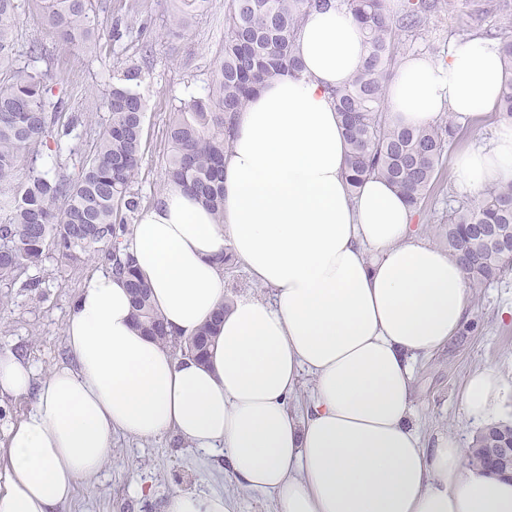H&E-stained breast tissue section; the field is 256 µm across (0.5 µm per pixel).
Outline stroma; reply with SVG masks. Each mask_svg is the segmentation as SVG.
<instances>
[{
	"instance_id": "35a3bbf8",
	"label": "stroma",
	"mask_w": 512,
	"mask_h": 512,
	"mask_svg": "<svg viewBox=\"0 0 512 512\" xmlns=\"http://www.w3.org/2000/svg\"><path fill=\"white\" fill-rule=\"evenodd\" d=\"M20 25L18 62H25L30 43L41 44L57 73L66 112H81L98 121L108 118L105 97L117 72L138 65L147 101L143 162L134 183L152 206L163 190L170 146L166 123L170 112L204 96L214 62L224 43L225 0H208L204 10L173 29V0H94L104 25L125 26L123 38L87 48L64 49L43 22L38 0H17ZM512 0H441L440 9L416 30L399 32L397 60L411 56L446 58L455 42L470 37L494 41L503 31ZM502 114L460 119L461 133L444 155L437 181L417 220L423 236L440 239L441 222L450 207L466 197L457 185V154L489 145ZM98 256L72 265L51 256L35 269L42 282L36 291L0 283V351L26 358L38 370L68 361L64 325L86 277L101 268ZM468 325L435 357L417 364L415 422L424 438L441 431L456 434L463 446L483 428L465 412L461 394L477 369H494L500 377L499 420L512 424V272L468 291ZM228 494L234 512H278V505L259 492L239 490L220 458L202 457L180 437L138 438L115 435L103 472L81 480L63 512H163L174 492Z\"/></svg>"
}]
</instances>
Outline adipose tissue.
Masks as SVG:
<instances>
[{
  "label": "adipose tissue",
  "mask_w": 512,
  "mask_h": 512,
  "mask_svg": "<svg viewBox=\"0 0 512 512\" xmlns=\"http://www.w3.org/2000/svg\"><path fill=\"white\" fill-rule=\"evenodd\" d=\"M297 40L300 73L261 84L236 114L222 221L172 185L124 242L173 337L218 319L207 363L144 335L124 283L94 272L64 327L69 362L39 374L0 352V396L34 397L0 460V512H60L117 432L176 433L281 512H512L511 478L464 467L454 434L426 441L414 424V367L463 330L469 280L386 180L347 189L333 94L365 61L361 28L348 11L312 10ZM501 83L497 47L468 38L442 62L405 59L389 116L471 118L495 108ZM454 173L473 194L512 180V123L458 154ZM228 252L268 296L225 303ZM305 376L314 395L299 413L289 401ZM500 388L495 371H474L465 411L488 417Z\"/></svg>",
  "instance_id": "1"
}]
</instances>
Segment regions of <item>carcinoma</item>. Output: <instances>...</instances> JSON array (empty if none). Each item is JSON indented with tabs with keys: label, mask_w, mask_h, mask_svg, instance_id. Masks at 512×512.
Here are the masks:
<instances>
[{
	"label": "carcinoma",
	"mask_w": 512,
	"mask_h": 512,
	"mask_svg": "<svg viewBox=\"0 0 512 512\" xmlns=\"http://www.w3.org/2000/svg\"><path fill=\"white\" fill-rule=\"evenodd\" d=\"M172 25H185L207 0H175ZM439 0H402L391 14L385 0H227L224 50L210 75L207 94L170 113L166 136L170 155L165 185L188 190L216 218L224 202V151L234 137V117L263 82L301 69L297 31L310 10L346 9L363 26L367 59L364 67L334 92L350 150L345 177L350 191L366 178L379 175L399 189L415 211L431 190L458 126L439 119L422 127L393 123L384 108L392 76L396 30L417 28ZM49 31L67 47H83L107 36L118 41L117 25L103 32L96 22L93 0H43ZM19 27L16 0H0V282L13 283L38 266L52 249L77 265L100 254L112 274L125 279L132 300V317L156 341L200 361L208 357L212 330L194 336H168L151 298L148 282L121 245L129 233L128 218L142 207L133 183L142 165L146 101L137 66L124 68L108 90V122L90 126L78 113L63 115V100L55 97L50 70L40 71L15 59ZM503 62L498 111L512 118V36L499 43ZM92 139L93 152L78 158L73 141ZM54 159L53 168H36L38 159ZM79 159L78 172L69 173ZM25 181H18L23 165ZM478 224H496L512 231V181L486 190L477 202L461 201L448 211L441 242L467 252L465 265L471 285H483L512 269L508 252L491 238L475 235Z\"/></svg>",
	"instance_id": "cac0c4a2"
}]
</instances>
